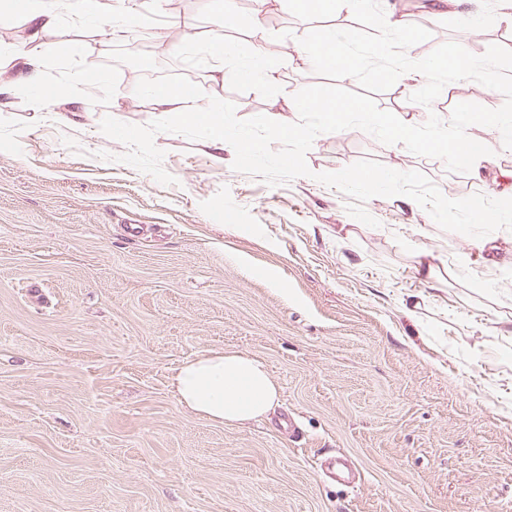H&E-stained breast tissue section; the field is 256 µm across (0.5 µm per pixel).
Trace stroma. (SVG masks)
<instances>
[{
  "mask_svg": "<svg viewBox=\"0 0 512 512\" xmlns=\"http://www.w3.org/2000/svg\"><path fill=\"white\" fill-rule=\"evenodd\" d=\"M386 15L432 33L419 60L465 43L459 14L430 0H382ZM209 0H106L99 21L64 19L51 47H115L199 61L216 36L233 53L289 44L267 79L208 67L195 82L236 115L298 119L300 89L323 83L300 37L315 22L267 0L254 26L237 9L217 27ZM512 0H476V54L512 43L499 17ZM119 69L109 105L61 98L43 110L11 80L0 97V512H512V288L501 270L461 266L469 236L441 229L414 200L373 197L369 227L314 176L370 158L418 170L450 199L512 198V150L478 174L451 173L348 129L319 134L312 174L271 187L218 165L203 129L132 95ZM409 72L379 108L425 122ZM447 84L441 119L502 93ZM72 113L63 124L55 113ZM449 276L422 281L419 251ZM263 361L279 388L272 411L215 424L184 408L171 380L211 349ZM328 456L356 482L326 477Z\"/></svg>",
  "mask_w": 512,
  "mask_h": 512,
  "instance_id": "1",
  "label": "stroma"
}]
</instances>
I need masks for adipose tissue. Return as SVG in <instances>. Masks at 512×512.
<instances>
[{
  "mask_svg": "<svg viewBox=\"0 0 512 512\" xmlns=\"http://www.w3.org/2000/svg\"><path fill=\"white\" fill-rule=\"evenodd\" d=\"M64 3V9L60 10L55 0H0V11L20 15L28 29L31 50L15 54L11 62L20 79L32 86H40L42 70V60L34 48L55 35L62 15L83 21L99 14V0H64ZM149 95L163 111L200 125L208 135L214 160L223 162L224 125L212 114L199 111L195 94L156 87L150 89ZM172 387L181 405L219 424H239L260 418L271 410L279 396L264 363L221 348L186 359L177 369Z\"/></svg>",
  "mask_w": 512,
  "mask_h": 512,
  "instance_id": "ef3b65f1",
  "label": "adipose tissue"
}]
</instances>
